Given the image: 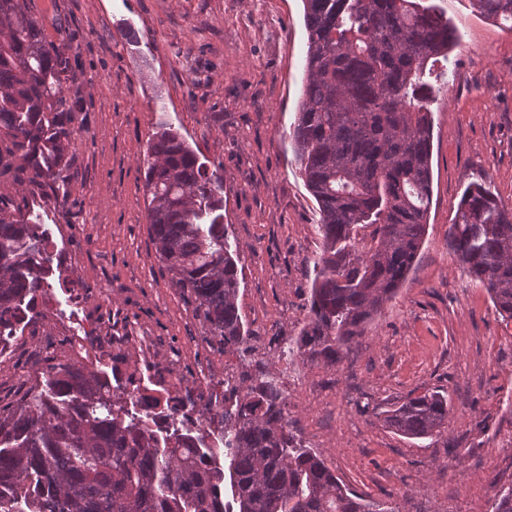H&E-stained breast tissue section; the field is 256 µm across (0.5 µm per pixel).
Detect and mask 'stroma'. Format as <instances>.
<instances>
[{"label":"stroma","mask_w":512,"mask_h":512,"mask_svg":"<svg viewBox=\"0 0 512 512\" xmlns=\"http://www.w3.org/2000/svg\"><path fill=\"white\" fill-rule=\"evenodd\" d=\"M459 46L429 82L433 195L428 232L406 283L336 365L302 361L288 418L328 467L387 512H492L512 486V320L462 272L449 244L461 194L475 178L512 210V31L470 0H431ZM48 40L72 60L80 99L59 190L0 196L23 208L46 252H79L84 274L51 277L57 323L32 320L0 364V396L63 358L82 300L104 305L99 336H161L187 356L206 331L175 291L148 234L143 155L167 125L224 177V222L240 247L238 303L254 335H299L318 254L317 204L282 132L293 123L307 50L302 0H26ZM448 392V428L416 440L381 412L410 395Z\"/></svg>","instance_id":"35a3bbf8"}]
</instances>
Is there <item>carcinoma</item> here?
<instances>
[{"label":"carcinoma","instance_id":"obj_1","mask_svg":"<svg viewBox=\"0 0 512 512\" xmlns=\"http://www.w3.org/2000/svg\"><path fill=\"white\" fill-rule=\"evenodd\" d=\"M512 30V0H470ZM303 93L288 131L318 205L322 248L298 353L334 366L406 281L432 196L428 65L457 47L444 13L416 0H303ZM67 47L46 40L21 0H0V180L55 190L78 123L63 84ZM148 233L222 350L246 359L238 306L239 246L224 225L219 168L163 128L144 157ZM372 228L360 246L359 229ZM450 244L462 270L512 319V211L481 183L461 195ZM34 225L0 197V328L47 294ZM284 391L259 369L224 442L200 448L195 426L162 435L118 404L100 372L50 364L0 406V512H385L350 490L283 420ZM408 439L448 426V393L432 389L382 411Z\"/></svg>","mask_w":512,"mask_h":512}]
</instances>
